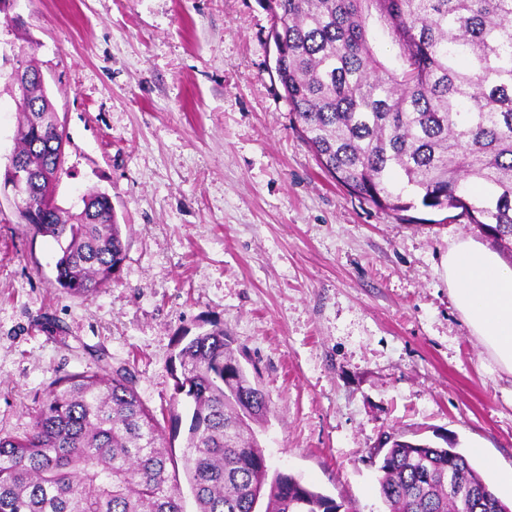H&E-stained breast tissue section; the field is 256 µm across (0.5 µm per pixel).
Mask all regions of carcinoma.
I'll return each instance as SVG.
<instances>
[{
	"label": "carcinoma",
	"instance_id": "cac0c4a2",
	"mask_svg": "<svg viewBox=\"0 0 512 512\" xmlns=\"http://www.w3.org/2000/svg\"><path fill=\"white\" fill-rule=\"evenodd\" d=\"M275 67L290 112L321 168L375 207L460 209L512 260V0H267ZM396 52H381L383 41ZM14 154L35 179L18 223L60 248L55 284L92 297L126 258L112 197L90 190L58 206L64 156L38 70L25 67ZM214 324L179 351L172 402L191 418L180 457L116 369L57 377L21 435H0V512H337L340 504L270 472L253 426L269 402ZM378 466L389 512H495L502 499L456 446L392 433ZM483 499L448 498V465Z\"/></svg>",
	"mask_w": 512,
	"mask_h": 512
}]
</instances>
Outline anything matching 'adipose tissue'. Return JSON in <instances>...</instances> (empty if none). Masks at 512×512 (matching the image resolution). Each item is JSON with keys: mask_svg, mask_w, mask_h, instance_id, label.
I'll list each match as a JSON object with an SVG mask.
<instances>
[{"mask_svg": "<svg viewBox=\"0 0 512 512\" xmlns=\"http://www.w3.org/2000/svg\"><path fill=\"white\" fill-rule=\"evenodd\" d=\"M444 268L471 333L497 366L512 375V265L485 246L464 240L449 249Z\"/></svg>", "mask_w": 512, "mask_h": 512, "instance_id": "ef3b65f1", "label": "adipose tissue"}]
</instances>
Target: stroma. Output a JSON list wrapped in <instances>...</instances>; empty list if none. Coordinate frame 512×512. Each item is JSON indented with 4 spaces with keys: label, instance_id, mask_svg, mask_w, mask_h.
<instances>
[{
    "label": "stroma",
    "instance_id": "35a3bbf8",
    "mask_svg": "<svg viewBox=\"0 0 512 512\" xmlns=\"http://www.w3.org/2000/svg\"><path fill=\"white\" fill-rule=\"evenodd\" d=\"M0 16V170L18 118L8 76L33 65L66 136L55 196L108 192L126 259L90 298L60 293L58 245L0 196V433L26 430L53 380L104 355L161 425L179 337L220 324L269 399L270 470L341 512H387L382 432L448 437L496 494L512 468V376L466 325L442 263L486 244L459 210H381L302 139L275 73L264 0H17Z\"/></svg>",
    "mask_w": 512,
    "mask_h": 512
}]
</instances>
